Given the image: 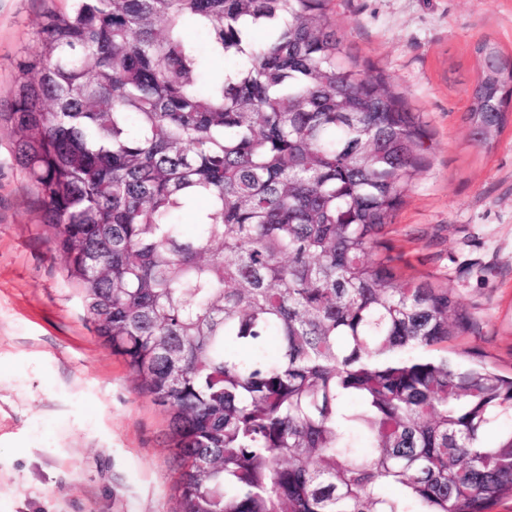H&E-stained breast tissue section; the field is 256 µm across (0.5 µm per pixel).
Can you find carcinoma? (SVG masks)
<instances>
[{"mask_svg": "<svg viewBox=\"0 0 512 512\" xmlns=\"http://www.w3.org/2000/svg\"><path fill=\"white\" fill-rule=\"evenodd\" d=\"M332 0H66L8 133L97 336L171 411L174 512H489L512 374L448 359L468 317L385 246L426 124L345 52ZM234 67L203 84L187 31ZM268 32L256 41L251 31ZM464 120H512L473 46ZM196 232L176 221L196 201Z\"/></svg>", "mask_w": 512, "mask_h": 512, "instance_id": "carcinoma-1", "label": "carcinoma"}]
</instances>
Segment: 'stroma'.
Wrapping results in <instances>:
<instances>
[{
	"label": "stroma",
	"mask_w": 512,
	"mask_h": 512,
	"mask_svg": "<svg viewBox=\"0 0 512 512\" xmlns=\"http://www.w3.org/2000/svg\"><path fill=\"white\" fill-rule=\"evenodd\" d=\"M49 0H0V112L34 61ZM346 51L422 114L430 149L389 239L470 316L448 355L512 370V124L492 149L463 120L474 43L512 53V0H336ZM170 413L87 321L34 186L0 125V512H172Z\"/></svg>",
	"instance_id": "1"
}]
</instances>
